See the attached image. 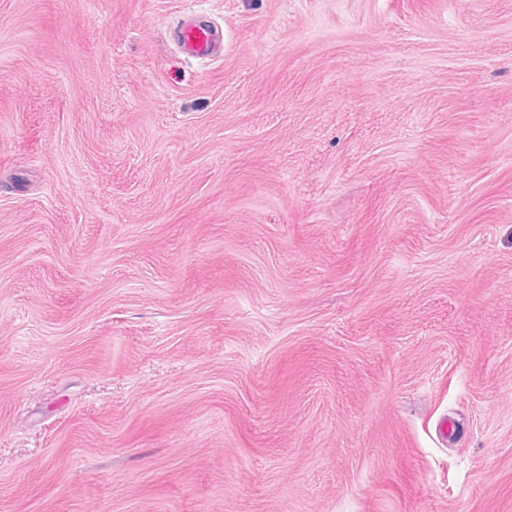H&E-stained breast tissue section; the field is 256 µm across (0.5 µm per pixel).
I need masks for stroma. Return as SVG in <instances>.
<instances>
[{
    "mask_svg": "<svg viewBox=\"0 0 512 512\" xmlns=\"http://www.w3.org/2000/svg\"><path fill=\"white\" fill-rule=\"evenodd\" d=\"M0 512H512V0H0ZM178 43L182 50L193 57L206 59L220 49L221 40L210 28L186 20L180 28Z\"/></svg>",
    "mask_w": 512,
    "mask_h": 512,
    "instance_id": "obj_1",
    "label": "stroma"
}]
</instances>
